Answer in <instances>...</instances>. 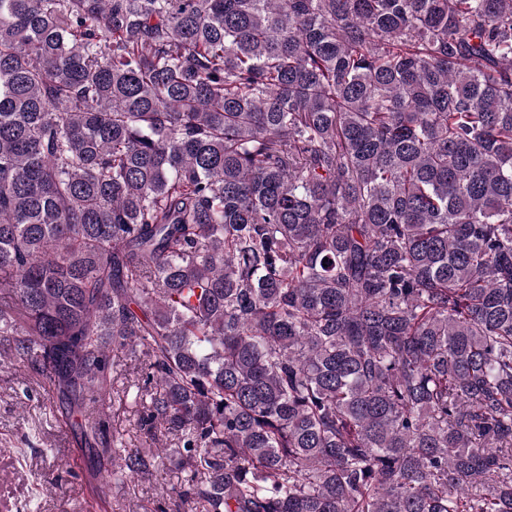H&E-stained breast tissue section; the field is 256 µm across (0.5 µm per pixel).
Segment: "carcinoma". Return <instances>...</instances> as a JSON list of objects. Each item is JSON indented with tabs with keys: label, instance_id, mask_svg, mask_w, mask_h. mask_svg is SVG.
<instances>
[{
	"label": "carcinoma",
	"instance_id": "cac0c4a2",
	"mask_svg": "<svg viewBox=\"0 0 512 512\" xmlns=\"http://www.w3.org/2000/svg\"><path fill=\"white\" fill-rule=\"evenodd\" d=\"M4 356L101 489L512 512V0H0ZM112 398L111 400H107L106 404L104 406H101L99 408L98 412L103 411L104 415L102 418L106 421V425L108 424L110 430L112 431V424L121 425V428H125L128 430L126 433V438L128 439V442L131 445V449H135V447H142L145 441V437L142 431L137 426L133 425V422H131L132 425H130V422L128 421L129 418H132V406L129 402L124 401L122 403L116 401L115 404H112ZM182 478L174 461H169L149 477L112 483L106 497L112 502V512H158L155 509L162 488L180 484Z\"/></svg>",
	"mask_w": 512,
	"mask_h": 512
}]
</instances>
